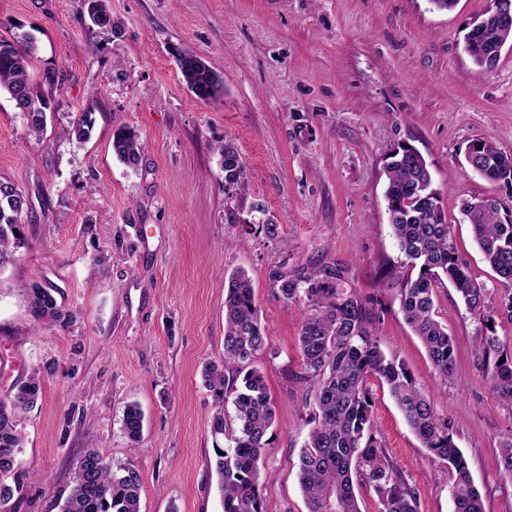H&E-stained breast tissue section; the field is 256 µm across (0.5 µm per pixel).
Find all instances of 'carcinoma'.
<instances>
[{
	"instance_id": "obj_1",
	"label": "carcinoma",
	"mask_w": 512,
	"mask_h": 512,
	"mask_svg": "<svg viewBox=\"0 0 512 512\" xmlns=\"http://www.w3.org/2000/svg\"><path fill=\"white\" fill-rule=\"evenodd\" d=\"M88 16L95 25L109 27L106 0H90ZM512 46V23L488 25L475 38H466L465 50L476 66L490 51ZM35 46L25 32L0 39V91L19 100L30 133L43 132L47 113L58 102L38 90L29 73ZM182 79L196 98H215L223 85L219 74L196 63V55L174 53ZM92 113H81L74 128L82 141L93 129ZM474 172L495 184L510 176L509 158L494 144L475 139ZM143 143L128 127L112 136V153L128 167L139 165ZM224 182L232 190H245L246 171L236 147L221 149ZM385 191L393 236L404 256L398 275L399 309L405 323L418 336L435 372L443 380L455 375L453 338L438 320L436 288L454 289L467 311L479 318L490 310L489 289L471 275L466 256L458 249L440 207L439 192L423 155L401 143L387 164ZM25 199L13 184L0 182V266L14 261L27 246ZM460 212L471 227L473 239L500 285L494 313L512 321V212L495 198L472 197L462 201ZM268 280L288 303L304 302L307 313L298 337L302 366L296 379L307 385L305 404L312 405L313 427L300 448L298 480L306 512H361L354 484L372 487L379 512H419V498L404 474L388 459L372 417L373 393L369 379L387 387L406 423L432 455L445 462L453 480L454 512H484L480 491L474 485L467 460L453 441L448 421L440 418L434 403L416 386L406 363L386 356L375 336L373 306L346 287L344 268L336 266L288 270L274 265ZM35 320L47 326H65L73 314L59 305L53 289L38 283L29 288ZM267 341L259 321L254 290L245 271L224 280V353L222 364L208 363L203 377L216 404L209 419L214 446V469L219 476L223 512H265L258 490L264 464L266 434L275 421L263 373L253 367ZM480 369L497 396L512 403V346L502 343L493 329L479 340ZM42 393L34 374L15 386L13 396L0 400V512H13L18 486L6 483L16 456L23 448V416ZM232 402L234 417L225 404ZM144 416L131 404L123 417V430L137 441ZM502 475L512 480V441L500 449ZM69 496L60 512H140V476L135 465L114 464L96 450L77 462Z\"/></svg>"
}]
</instances>
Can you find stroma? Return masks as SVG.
Returning <instances> with one entry per match:
<instances>
[{"instance_id":"1","label":"stroma","mask_w":512,"mask_h":512,"mask_svg":"<svg viewBox=\"0 0 512 512\" xmlns=\"http://www.w3.org/2000/svg\"><path fill=\"white\" fill-rule=\"evenodd\" d=\"M488 5L108 0L110 31L90 22L87 0H0V38L18 24L36 41L33 82L47 69L61 77L51 91L59 106L37 136L0 93V181L28 204V245L0 267V399L32 373L42 377V396L21 422L17 512H59L90 449L136 466L140 512H223L201 371L224 351V280L238 269L252 280L268 334L255 365L277 414L259 491L266 512H305L298 455L309 410L295 378L302 309L279 299L267 269L333 263L375 302L382 349L406 362L448 421L485 512H512V481L498 469L512 405L478 361L486 328L512 345V321L485 324L452 288H437L455 339L456 373L442 381L399 311L390 270L402 255L385 199L386 159L412 144L473 278L497 306L495 274L459 210L461 199L495 191L467 165L468 144L487 140L512 154V47L490 71L464 50ZM178 49L222 77L219 97L204 102L187 89ZM87 109L95 124L80 143L70 130ZM122 125L144 142L138 167L112 153ZM227 141L247 173L233 198L219 153ZM268 218L277 239L257 230ZM35 282L73 312L68 327L35 321L24 293ZM373 394L388 457L416 488L421 512H453L445 463L421 446L387 389ZM132 402L144 414L137 442L122 426Z\"/></svg>"}]
</instances>
